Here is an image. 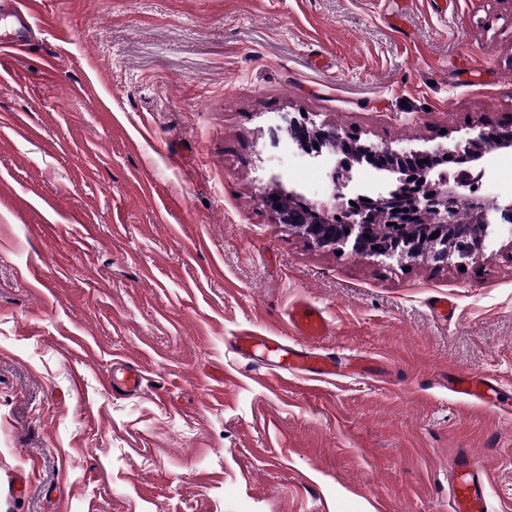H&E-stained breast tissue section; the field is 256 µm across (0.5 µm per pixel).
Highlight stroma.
<instances>
[{
	"label": "stroma",
	"mask_w": 512,
	"mask_h": 512,
	"mask_svg": "<svg viewBox=\"0 0 512 512\" xmlns=\"http://www.w3.org/2000/svg\"><path fill=\"white\" fill-rule=\"evenodd\" d=\"M0 58V512H448L473 448L512 512V417L448 392L512 388V238L437 269L312 246L271 179L320 166L271 135L306 114L360 143L455 145L512 123V0H39ZM448 296L453 321L431 297ZM381 374L270 380L231 343L291 337ZM144 390H106L113 362ZM448 391L470 406L489 407L511 418L512 391L492 377L455 373L448 377Z\"/></svg>",
	"instance_id": "35a3bbf8"
}]
</instances>
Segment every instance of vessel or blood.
<instances>
[{"instance_id": "1", "label": "vessel or blood", "mask_w": 512, "mask_h": 512, "mask_svg": "<svg viewBox=\"0 0 512 512\" xmlns=\"http://www.w3.org/2000/svg\"><path fill=\"white\" fill-rule=\"evenodd\" d=\"M33 0H0V16L11 17L12 30L0 33V56L24 54L26 32L34 22ZM296 333L295 340L277 336L249 334L239 337L234 349L262 369L274 383L283 385L289 376L304 375L316 381H335L345 376L369 375V366L354 357L316 349V341L327 336L329 324L322 309L306 302L293 305L288 313ZM104 387L125 393L144 389L140 370L116 364ZM448 389L466 404L489 407L500 414H512V390L489 376L456 373L448 378ZM494 476L483 458L470 448H457L448 458V512H489V490Z\"/></svg>"}]
</instances>
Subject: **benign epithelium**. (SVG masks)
Masks as SVG:
<instances>
[{"instance_id": "obj_1", "label": "benign epithelium", "mask_w": 512, "mask_h": 512, "mask_svg": "<svg viewBox=\"0 0 512 512\" xmlns=\"http://www.w3.org/2000/svg\"><path fill=\"white\" fill-rule=\"evenodd\" d=\"M284 120L305 147L301 157L323 164L339 195L329 204L316 205L301 194L285 195L276 189L262 193L263 204L278 223L288 226L317 247L331 250L349 247L354 253L370 254L383 261L422 255L441 268L467 266L484 255L483 237L454 239L450 235L454 225L462 223L464 214L470 224L482 228L496 224L499 232L512 237V199L489 203L466 192L467 187L483 181L493 152L512 148V125L500 127L494 134L482 130L463 146L458 144L450 148L438 144L428 150L396 151L344 137L334 125L310 127L305 117L286 116ZM310 138L320 139L333 147L343 143L354 149L360 160L367 161L381 173L401 174L407 165L418 163V181L411 185L402 179L397 187H384L378 191L352 187V177L347 174L348 163L327 160L320 150L312 152L307 143ZM449 160L467 163L469 167L456 171L452 178L444 172L439 173V187H431L428 176L437 167V162ZM381 215L392 223L391 237L372 250L367 244V235ZM422 219L427 220L433 239L421 248L416 229Z\"/></svg>"}]
</instances>
